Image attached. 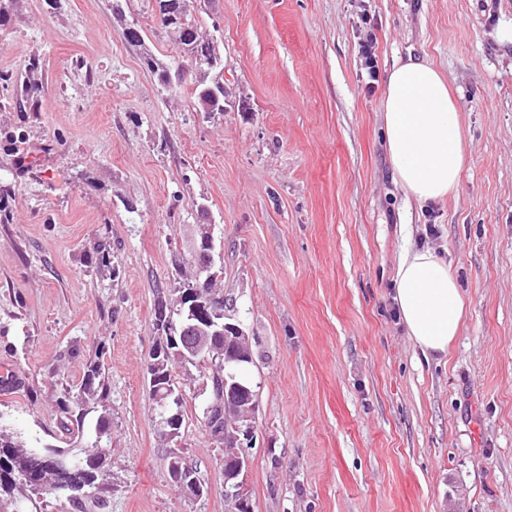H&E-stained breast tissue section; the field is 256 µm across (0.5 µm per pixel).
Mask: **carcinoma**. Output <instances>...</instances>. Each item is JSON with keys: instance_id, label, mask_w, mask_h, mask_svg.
<instances>
[{"instance_id": "1", "label": "carcinoma", "mask_w": 512, "mask_h": 512, "mask_svg": "<svg viewBox=\"0 0 512 512\" xmlns=\"http://www.w3.org/2000/svg\"><path fill=\"white\" fill-rule=\"evenodd\" d=\"M174 25L180 33L197 31L189 11L173 6ZM224 65L218 64L201 74L194 95L196 110L207 106L219 110L224 107V96L218 100L209 97L207 90L224 79ZM100 354L87 364L77 392L67 391L61 401L62 432L79 441L78 448H62L44 443L37 437L7 431L0 421V512H40L41 500L46 496L72 498V494L104 488L108 484L106 469L112 442V408L109 405L108 386L102 376ZM199 376L210 383L208 411L204 413L206 427L212 438L224 432V413L220 407L224 368L206 364ZM96 415L94 430L85 434L87 416Z\"/></svg>"}]
</instances>
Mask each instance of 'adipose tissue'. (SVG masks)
I'll return each mask as SVG.
<instances>
[{
	"mask_svg": "<svg viewBox=\"0 0 512 512\" xmlns=\"http://www.w3.org/2000/svg\"><path fill=\"white\" fill-rule=\"evenodd\" d=\"M382 110L392 169L406 197L425 204L454 193L467 152L457 106L437 69L413 58L394 63ZM393 300L408 336L422 352L446 354L466 307L447 263L428 248L406 250Z\"/></svg>",
	"mask_w": 512,
	"mask_h": 512,
	"instance_id": "ef3b65f1",
	"label": "adipose tissue"
}]
</instances>
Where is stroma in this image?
<instances>
[{"label": "stroma", "instance_id": "1", "mask_svg": "<svg viewBox=\"0 0 512 512\" xmlns=\"http://www.w3.org/2000/svg\"><path fill=\"white\" fill-rule=\"evenodd\" d=\"M189 10L224 58L220 113L195 111L196 75L174 95L147 68L179 54L153 0H0V75L38 87L0 107V373L21 381L0 414L67 446L59 400L93 357L112 408L111 488L43 512H225L199 380L177 374L185 422L166 440L147 374L202 205L252 346V512H512V0ZM369 28L380 71L414 57L448 81L468 160L444 201L394 181L385 84L357 55ZM408 247L433 249L465 294L447 355L422 354L395 315ZM174 449L202 496L171 483Z\"/></svg>", "mask_w": 512, "mask_h": 512}]
</instances>
